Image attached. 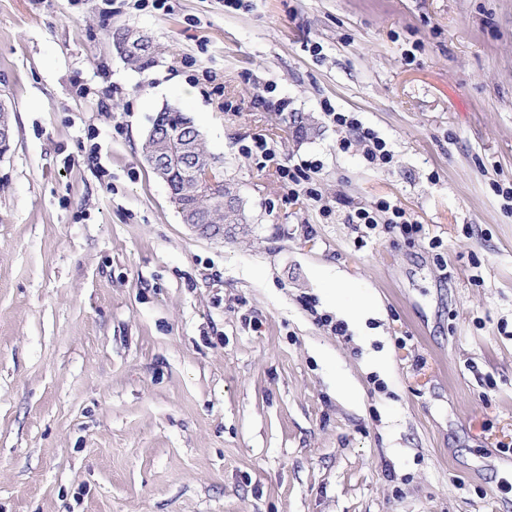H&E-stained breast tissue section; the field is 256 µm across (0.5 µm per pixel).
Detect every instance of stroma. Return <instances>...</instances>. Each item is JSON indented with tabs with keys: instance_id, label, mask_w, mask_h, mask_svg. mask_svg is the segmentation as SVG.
I'll return each mask as SVG.
<instances>
[{
	"instance_id": "1",
	"label": "stroma",
	"mask_w": 512,
	"mask_h": 512,
	"mask_svg": "<svg viewBox=\"0 0 512 512\" xmlns=\"http://www.w3.org/2000/svg\"><path fill=\"white\" fill-rule=\"evenodd\" d=\"M0 93V512H512V0H0ZM167 103L246 237L144 162ZM303 160L318 200L278 176ZM382 197L415 240L349 224ZM159 113V121L163 126L168 127V129H178L183 132V130L192 127L195 131L199 130L194 122V119L187 112H183L179 107L175 105L166 104L165 107H163L161 111L158 112L157 116ZM324 115L327 120L340 129L348 132L349 137L340 141V149L347 151L352 146H361L363 155L370 164L384 165L393 161V153L387 142L378 137L377 134L364 128L353 116L346 112H337L332 107H325ZM213 164H196L189 172L196 178V187L201 191L211 194L217 186L224 185L218 196L202 194L200 190L195 189L192 179L185 172L180 168H174L171 170L172 179L169 186L171 203L182 210H193L199 216V223L193 224L195 217L180 211L182 222L197 231L202 224V234L206 235L215 230L214 235L218 236L222 235L221 231L224 230V238L233 239L239 235H247L251 222L243 206L239 188L237 187L236 193L232 195L234 186L229 182L224 184V170ZM224 190L227 191L225 196L231 195L227 204H224Z\"/></svg>"
}]
</instances>
